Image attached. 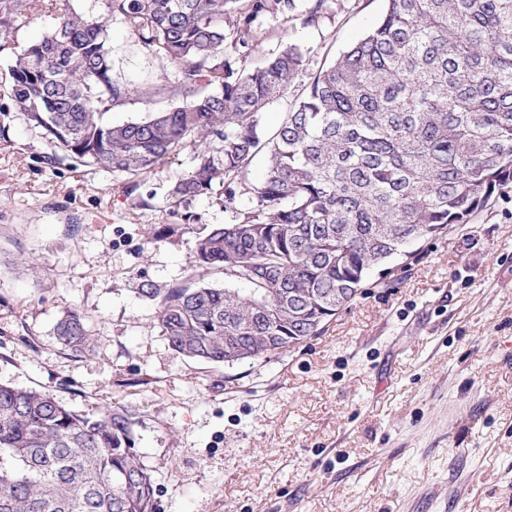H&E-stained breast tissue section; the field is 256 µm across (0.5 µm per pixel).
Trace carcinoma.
<instances>
[{"label":"carcinoma","instance_id":"1","mask_svg":"<svg viewBox=\"0 0 512 512\" xmlns=\"http://www.w3.org/2000/svg\"><path fill=\"white\" fill-rule=\"evenodd\" d=\"M92 2L104 12L64 11L8 68L19 111L52 148L135 175L190 145L194 167L174 194L190 200L218 183L226 204L252 161H266L247 216L195 244L198 277L222 273L245 287L140 288L158 300L160 332L179 355L226 364L319 335L373 270L384 280L393 260L415 256V233L469 223L512 184V0H385L379 21L311 79L272 133L261 114L288 91L304 53L291 45L242 73L224 50L249 47L260 17L286 19L298 0ZM326 5L310 0L303 23H319ZM40 6L0 0V35ZM114 20L172 80L113 77ZM161 96L175 104L135 122L106 119ZM54 337L84 348L85 317L66 313ZM134 425L125 408L82 415L48 390L0 384V512H155Z\"/></svg>","mask_w":512,"mask_h":512}]
</instances>
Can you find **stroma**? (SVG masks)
<instances>
[{
	"label": "stroma",
	"mask_w": 512,
	"mask_h": 512,
	"mask_svg": "<svg viewBox=\"0 0 512 512\" xmlns=\"http://www.w3.org/2000/svg\"><path fill=\"white\" fill-rule=\"evenodd\" d=\"M69 8L88 4L54 0L0 43V383L88 415L131 410L156 512H512V185L469 223L416 241L415 261L366 286L323 334L230 366L180 356L140 287L188 281L197 238L238 223L252 196L174 195L188 148L137 176L52 162L7 67ZM383 8L329 0L315 26L260 19L238 67L289 45L305 53L262 114L267 130ZM110 44L116 77L164 81L120 23ZM73 309L91 332L81 352L53 335Z\"/></svg>",
	"instance_id": "35a3bbf8"
}]
</instances>
